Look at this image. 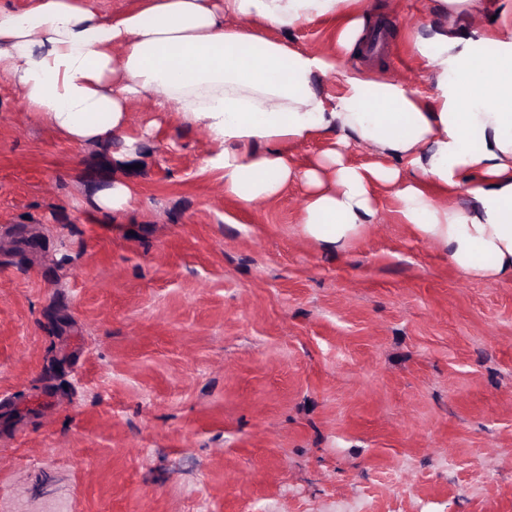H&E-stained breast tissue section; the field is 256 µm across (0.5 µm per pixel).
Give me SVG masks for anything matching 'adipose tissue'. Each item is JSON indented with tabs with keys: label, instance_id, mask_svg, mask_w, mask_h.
Wrapping results in <instances>:
<instances>
[{
	"label": "adipose tissue",
	"instance_id": "1",
	"mask_svg": "<svg viewBox=\"0 0 512 512\" xmlns=\"http://www.w3.org/2000/svg\"><path fill=\"white\" fill-rule=\"evenodd\" d=\"M350 0H134L106 16L95 0H32L0 8V73L28 111L64 138L110 144L125 137L133 102L174 105L210 144L206 169L224 193L251 206L288 185L306 189L303 234L345 246L376 209L372 188L395 187L416 234L445 250L466 276L512 282V8L500 9L502 52L482 33L431 28L413 49L435 80L424 99L396 81L359 75L341 92L318 88L331 57L272 38L320 18L342 22L338 42L353 49L365 19ZM324 139L308 164L297 146ZM367 147L388 165L347 159ZM464 190L467 209L433 200L427 186Z\"/></svg>",
	"mask_w": 512,
	"mask_h": 512
}]
</instances>
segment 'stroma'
Wrapping results in <instances>:
<instances>
[{"mask_svg": "<svg viewBox=\"0 0 512 512\" xmlns=\"http://www.w3.org/2000/svg\"><path fill=\"white\" fill-rule=\"evenodd\" d=\"M362 2L355 50L336 19L274 37L334 58L325 94L430 96L435 0ZM126 134L69 141L0 75V512H512L511 283L462 275L387 185L329 249L301 186L225 195L175 108ZM117 181L135 200L103 214Z\"/></svg>", "mask_w": 512, "mask_h": 512, "instance_id": "stroma-1", "label": "stroma"}]
</instances>
